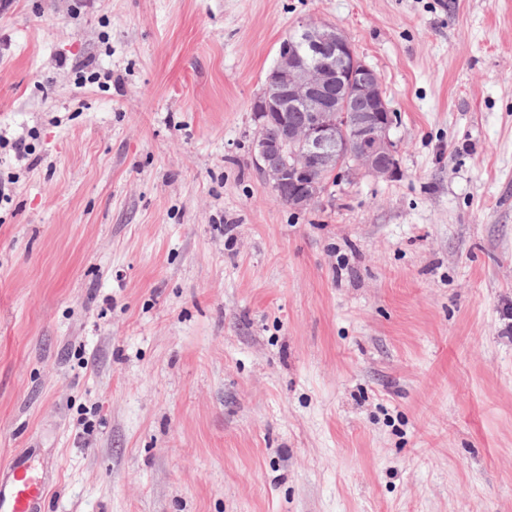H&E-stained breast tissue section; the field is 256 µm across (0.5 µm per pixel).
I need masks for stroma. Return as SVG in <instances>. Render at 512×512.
Masks as SVG:
<instances>
[{
    "mask_svg": "<svg viewBox=\"0 0 512 512\" xmlns=\"http://www.w3.org/2000/svg\"><path fill=\"white\" fill-rule=\"evenodd\" d=\"M310 20L397 173L299 210L251 105ZM0 182V464L48 512H512V0H14Z\"/></svg>",
    "mask_w": 512,
    "mask_h": 512,
    "instance_id": "35a3bbf8",
    "label": "stroma"
}]
</instances>
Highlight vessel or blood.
Masks as SVG:
<instances>
[{"label": "vessel or blood", "mask_w": 512, "mask_h": 512, "mask_svg": "<svg viewBox=\"0 0 512 512\" xmlns=\"http://www.w3.org/2000/svg\"><path fill=\"white\" fill-rule=\"evenodd\" d=\"M47 495L44 476L35 473L25 455L0 469V512H39Z\"/></svg>", "instance_id": "1"}]
</instances>
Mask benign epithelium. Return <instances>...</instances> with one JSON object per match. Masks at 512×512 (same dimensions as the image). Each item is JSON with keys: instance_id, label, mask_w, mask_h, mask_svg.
I'll use <instances>...</instances> for the list:
<instances>
[{"instance_id": "1", "label": "benign epithelium", "mask_w": 512, "mask_h": 512, "mask_svg": "<svg viewBox=\"0 0 512 512\" xmlns=\"http://www.w3.org/2000/svg\"><path fill=\"white\" fill-rule=\"evenodd\" d=\"M259 104L279 123L255 141L257 165L270 190L286 181L295 185V208L323 196L314 171L335 166L336 130L342 123L349 127L348 149L359 169L378 179L396 172L397 146L390 137L395 114L380 77L330 23L299 26L279 50ZM298 105L309 112V121L288 120V109Z\"/></svg>"}]
</instances>
